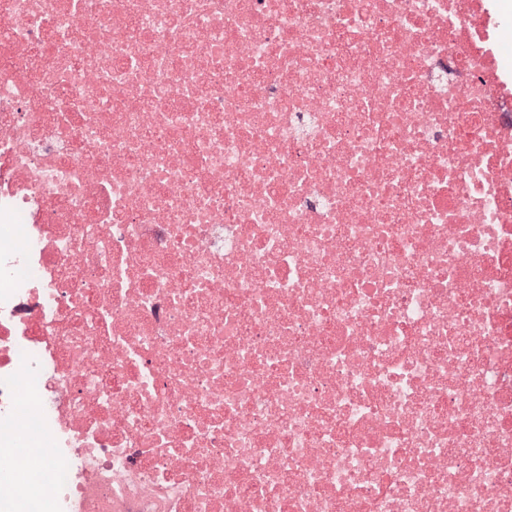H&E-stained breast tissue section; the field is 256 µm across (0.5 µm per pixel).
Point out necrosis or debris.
<instances>
[{"label":"necrosis or debris","mask_w":512,"mask_h":512,"mask_svg":"<svg viewBox=\"0 0 512 512\" xmlns=\"http://www.w3.org/2000/svg\"><path fill=\"white\" fill-rule=\"evenodd\" d=\"M509 43L0 0V512H512Z\"/></svg>","instance_id":"obj_1"}]
</instances>
